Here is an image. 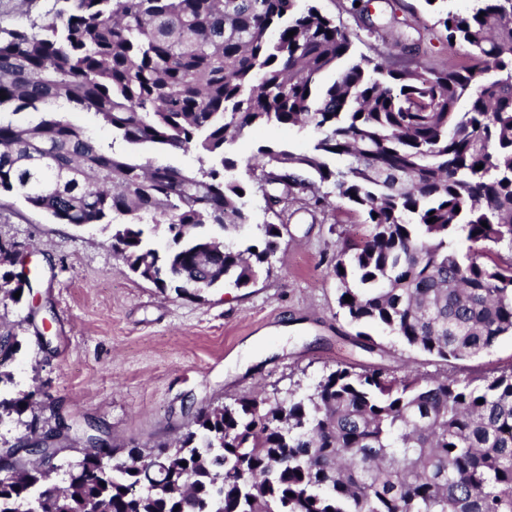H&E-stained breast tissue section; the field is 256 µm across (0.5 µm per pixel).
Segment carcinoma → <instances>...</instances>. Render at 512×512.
<instances>
[{"label":"carcinoma","instance_id":"cac0c4a2","mask_svg":"<svg viewBox=\"0 0 512 512\" xmlns=\"http://www.w3.org/2000/svg\"><path fill=\"white\" fill-rule=\"evenodd\" d=\"M298 2L55 0L43 22L1 29L0 194L112 228L134 276L197 299L256 283L280 247L276 224L243 250L206 230L251 223L229 150L247 128L310 126L309 153L262 146L257 166L270 208L300 199L309 172L365 215L336 256L343 313L445 361L491 349L512 335V256L493 258L512 250V0L446 11L438 25L470 64L442 71L356 60L349 34ZM118 140L215 163L142 164ZM148 225L165 227L164 253ZM8 246L0 302L17 304L33 281L2 265ZM19 348L0 335V384ZM41 396H0V419L36 434L23 416ZM91 445L64 488L48 460L0 447V512H84L91 499L102 512H512V370L476 384L339 366L309 391L204 405L147 453Z\"/></svg>","mask_w":512,"mask_h":512}]
</instances>
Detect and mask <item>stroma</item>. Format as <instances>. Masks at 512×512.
Listing matches in <instances>:
<instances>
[{
	"label": "stroma",
	"mask_w": 512,
	"mask_h": 512,
	"mask_svg": "<svg viewBox=\"0 0 512 512\" xmlns=\"http://www.w3.org/2000/svg\"><path fill=\"white\" fill-rule=\"evenodd\" d=\"M314 4L347 30L354 54L437 71L465 60L424 0H374L368 12L353 0ZM314 138L312 128L271 123L234 146V175L249 187L252 221L224 240L243 249L259 225L276 223L280 248L270 273L253 286L210 288L198 299L131 275L100 225L55 224L22 199L1 197L0 240L27 254L41 284L20 304L0 306V333L13 330L23 342L9 367L12 381L0 393L43 387L48 399L35 411L41 430L63 417L80 428L101 426L110 443L147 450L173 439L201 406L263 389H306L340 365L461 379L512 368V336L453 365L373 327L368 339L358 337L338 309L333 266L342 240L365 233L364 215L337 199L317 208L305 196L280 221L267 205L268 185L248 166L259 147L307 153ZM33 305L48 345L37 343L26 321Z\"/></svg>",
	"instance_id": "obj_1"
}]
</instances>
